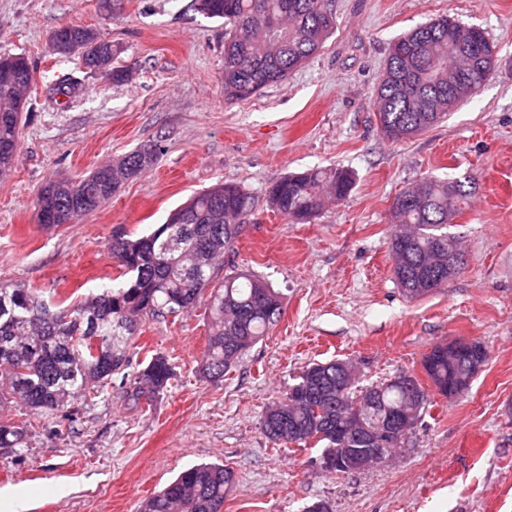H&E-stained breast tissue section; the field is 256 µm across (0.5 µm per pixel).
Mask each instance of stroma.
Segmentation results:
<instances>
[{
	"label": "stroma",
	"instance_id": "obj_1",
	"mask_svg": "<svg viewBox=\"0 0 512 512\" xmlns=\"http://www.w3.org/2000/svg\"><path fill=\"white\" fill-rule=\"evenodd\" d=\"M336 28L322 49L247 101L224 98V23L196 0H0V56L34 70L14 166L0 175V282L66 304L111 287L115 236H139L218 181L248 188L253 219L225 267L282 293L283 315L223 381L203 376L204 307L143 320L131 365L63 435L55 415L13 405L0 418L27 426L0 448V512H140L142 501L200 463L231 467L222 512H512V0H333ZM447 15L484 29L498 52L485 85L448 119L406 142L379 127L375 87L391 43ZM95 29L117 49L116 83L80 75L52 55L62 27ZM84 93L52 95L64 76ZM157 161L79 223L36 220L45 182L78 178L143 144ZM353 171L346 199L309 224L270 210L266 189L313 168ZM468 182L471 204L448 231L467 261L446 288L407 299L392 275L389 222L397 194L427 177ZM483 342L484 369L464 395L437 392L422 366L430 347ZM174 377L151 402L129 401L132 372L153 353ZM352 359L359 387L407 372L428 395L407 450L390 465L336 476L321 445L280 448L262 431L265 408L287 396L308 363Z\"/></svg>",
	"mask_w": 512,
	"mask_h": 512
}]
</instances>
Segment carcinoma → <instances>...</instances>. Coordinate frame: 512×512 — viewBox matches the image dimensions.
<instances>
[{"mask_svg":"<svg viewBox=\"0 0 512 512\" xmlns=\"http://www.w3.org/2000/svg\"><path fill=\"white\" fill-rule=\"evenodd\" d=\"M332 0H198L209 18L224 20V98L248 100L281 82L316 54L333 33ZM82 26L56 30L53 52L85 34ZM490 43L486 32L448 16L432 19L396 39L377 85V112L383 127L408 140L439 124L458 104L448 89L464 70L475 67L466 51ZM106 56L102 76L120 82L127 72L113 66L112 44L99 41ZM25 78L0 82V104L26 100L33 82L24 58H0ZM25 105L0 112V173L16 161L19 126ZM160 147L145 144L113 166H100L79 181L55 179L38 192L40 224L74 223L112 198L123 180L157 159ZM354 180L346 169H315L288 174L267 190L272 210L301 224L316 218L331 200L349 195ZM470 192L464 182L428 178L413 200L399 195L391 207L392 272L398 287L420 298L448 284V250L458 248L448 233V208L462 211ZM253 209L252 195L234 182H219L172 210L162 224L139 237L113 238V258L125 282L88 296L76 306L47 301L24 284H0V406L14 403L28 410L57 411L70 419L75 406L94 400L112 374L129 366L127 341L144 318L177 316L206 305L209 318L202 374L224 379L239 359L275 325L283 308L280 292L263 280L224 270V255L233 249L244 217ZM485 345L448 356L439 343L423 358L435 387L448 384L467 391ZM173 370L161 353L151 356L134 377L131 399L151 400L162 393ZM428 396L412 375L399 374L369 388H357L355 363L349 359L312 362L287 397L266 408L261 428L274 445L288 448L310 441L323 452L353 448L360 455L387 422L397 420L413 433ZM24 428L0 421V448L22 443ZM235 484L232 468L202 463L182 471L146 499L141 512H221Z\"/></svg>","mask_w":512,"mask_h":512,"instance_id":"cac0c4a2","label":"carcinoma"}]
</instances>
